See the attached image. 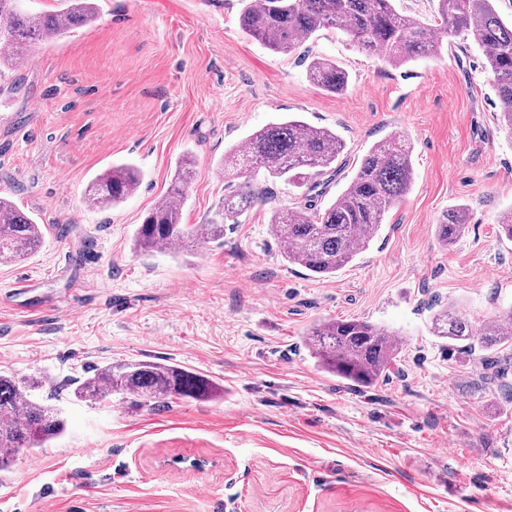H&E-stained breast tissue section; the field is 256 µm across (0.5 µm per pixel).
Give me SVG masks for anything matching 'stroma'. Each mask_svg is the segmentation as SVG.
Masks as SVG:
<instances>
[{
	"label": "stroma",
	"instance_id": "obj_1",
	"mask_svg": "<svg viewBox=\"0 0 512 512\" xmlns=\"http://www.w3.org/2000/svg\"><path fill=\"white\" fill-rule=\"evenodd\" d=\"M88 26L0 66V197L46 225L0 263V373L37 380L65 433L0 472V512H512V395L479 354L434 336L455 305L474 324L512 306V140L474 39L395 68L324 30L276 53L243 33L239 0H97ZM336 61L346 90L312 85ZM344 149L319 206L393 134L413 145L410 191L369 248L332 277L288 263L271 231L303 188L256 178L262 198L224 237L138 252L133 235L178 160L194 178L182 221L214 216L224 156L288 116ZM142 173L119 205L85 203L112 163ZM471 221L449 248L448 208ZM357 319L400 335L388 378L359 390L318 369L305 334ZM177 363L221 388L157 403L75 393L96 367ZM310 81L317 87L331 92H342L348 84V74L336 62L317 58L308 66Z\"/></svg>",
	"mask_w": 512,
	"mask_h": 512
}]
</instances>
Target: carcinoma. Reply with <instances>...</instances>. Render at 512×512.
<instances>
[{
  "mask_svg": "<svg viewBox=\"0 0 512 512\" xmlns=\"http://www.w3.org/2000/svg\"><path fill=\"white\" fill-rule=\"evenodd\" d=\"M21 0H0V61L12 65L36 48L66 36L97 19L95 0H67L62 12L33 13ZM242 30L272 51L290 53L317 32L335 29L349 36L358 51L381 55L399 67L417 58L441 54L444 42L471 36L484 49L486 70L501 104L505 131L512 138V23L498 13L495 0H438L440 23L433 26L399 12L394 0H241ZM310 81L339 93L348 74L336 62L317 58L308 66ZM247 146L233 152L232 165L250 178L284 180L295 186L325 174L343 150L336 133L304 121L288 119L254 131ZM412 149L400 134L372 146L344 191L323 209L308 197L297 205L276 210L271 227L284 258L312 273L336 274L367 248L385 213L413 182ZM193 179L192 161L179 165L165 197L152 207L134 233L135 249L160 251L172 243L191 244L205 237L224 238V221L250 209L259 191L246 181L224 194L221 209L210 222L181 223L184 189ZM140 171L131 163L112 166L96 177L87 191L90 208L117 205L132 196ZM469 225L464 207L448 210L437 235L453 244ZM43 230L9 201L0 199V261L13 263L40 247ZM434 334L469 350L505 351L512 346V306L501 310L482 327L450 305L433 316ZM307 346L319 367L360 389H370L386 376L396 361V335L368 321L336 320L315 324ZM38 383L26 377L0 374V471L22 450L41 448L65 431L57 408L36 398ZM216 382L207 375L176 363L130 361L95 368L76 392L79 399L112 394L166 400H206Z\"/></svg>",
  "mask_w": 512,
  "mask_h": 512,
  "instance_id": "cac0c4a2",
  "label": "carcinoma"
}]
</instances>
